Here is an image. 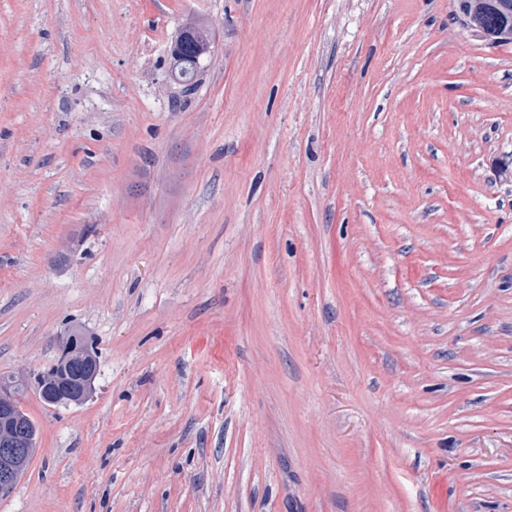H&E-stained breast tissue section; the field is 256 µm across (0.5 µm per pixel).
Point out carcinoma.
Wrapping results in <instances>:
<instances>
[{
	"mask_svg": "<svg viewBox=\"0 0 512 512\" xmlns=\"http://www.w3.org/2000/svg\"><path fill=\"white\" fill-rule=\"evenodd\" d=\"M464 24L486 42L512 44V0H458ZM217 26L207 15L187 17L170 52L171 77L193 78L211 57Z\"/></svg>",
	"mask_w": 512,
	"mask_h": 512,
	"instance_id": "obj_1",
	"label": "carcinoma"
}]
</instances>
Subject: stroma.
<instances>
[{
  "mask_svg": "<svg viewBox=\"0 0 512 512\" xmlns=\"http://www.w3.org/2000/svg\"><path fill=\"white\" fill-rule=\"evenodd\" d=\"M0 184V375L99 356L0 512H512V44L456 0H0ZM217 29L213 19L207 15H192L183 21L170 52L171 77L183 80L187 75L193 79L211 57Z\"/></svg>",
  "mask_w": 512,
  "mask_h": 512,
  "instance_id": "stroma-1",
  "label": "stroma"
}]
</instances>
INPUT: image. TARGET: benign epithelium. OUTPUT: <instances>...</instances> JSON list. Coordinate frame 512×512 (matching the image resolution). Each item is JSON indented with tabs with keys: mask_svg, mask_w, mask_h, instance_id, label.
<instances>
[{
	"mask_svg": "<svg viewBox=\"0 0 512 512\" xmlns=\"http://www.w3.org/2000/svg\"><path fill=\"white\" fill-rule=\"evenodd\" d=\"M98 367L89 365L74 383H47L40 388L42 400L49 406L78 404L87 400L94 388ZM33 451L28 423L20 415L17 394L8 383H0V492L18 482Z\"/></svg>",
	"mask_w": 512,
	"mask_h": 512,
	"instance_id": "benign-epithelium-1",
	"label": "benign epithelium"
}]
</instances>
